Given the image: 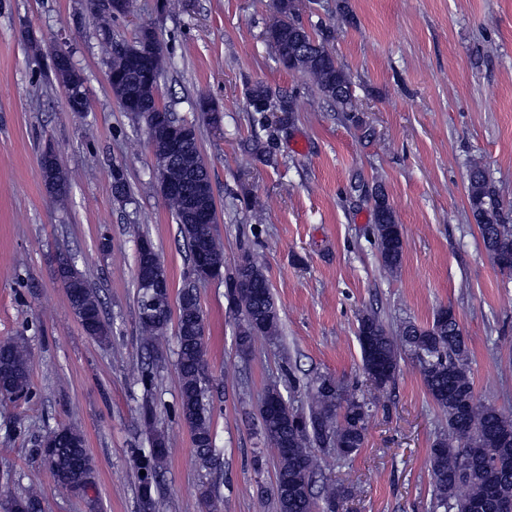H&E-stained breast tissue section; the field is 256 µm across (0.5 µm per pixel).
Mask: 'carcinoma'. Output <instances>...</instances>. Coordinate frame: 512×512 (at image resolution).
Instances as JSON below:
<instances>
[{"mask_svg":"<svg viewBox=\"0 0 512 512\" xmlns=\"http://www.w3.org/2000/svg\"><path fill=\"white\" fill-rule=\"evenodd\" d=\"M277 19L264 31L265 41L275 59L287 71L305 73L326 100L342 112L352 108L354 88L351 77L338 61L333 47L334 28L320 24L308 31L297 17L298 0H274ZM114 13L100 12L97 25L104 34L102 44L110 60L108 80L123 109L145 126L147 144L153 155L168 160L164 175L180 183L181 192L165 197L172 210L189 254L199 248L209 263L224 266V248L215 225L204 223L196 207L216 208L208 163L200 155L196 124L177 119L162 105L159 87L149 77L161 78L166 67L164 49L151 51L147 40L157 34L143 27L131 44L109 36ZM61 85L84 83L85 78L71 61L56 64ZM250 111L260 115L269 126L267 114L279 112L281 126H291L296 111L293 97L262 82L247 88ZM173 126L188 130L186 147L168 155V132ZM48 193L59 202L67 200L70 179L67 170L57 164L43 175ZM467 197L469 211L477 224L482 242L492 258L501 262L499 271L512 276V202L504 200L489 173L478 158L468 163ZM373 201L372 235L383 268L391 275L398 272L403 259V237L394 211L381 189L371 190ZM57 276L75 279L73 292L67 294L70 309L77 320L93 322L91 337L100 343L111 340V325L102 312V304L90 286L85 272L74 258L61 253ZM138 325L146 353L158 348L159 339L168 330L171 318L150 313L151 300L164 301L170 291L149 293L136 281ZM228 294L241 314L238 351L247 357L256 336L276 338L280 317L270 283L252 255L239 257L235 273L227 280ZM206 324L196 288L187 285L179 293L176 322V365L180 377L177 411L188 427L200 465L214 464V434L207 403L205 332ZM356 335L361 351L362 369L370 381L367 392L357 390L328 375L310 382L308 411L299 412L288 405L279 385H269L261 397L258 411L264 443L275 462L273 491L275 512H337L340 501L354 495L352 486L327 485L323 497L314 492L318 472L313 449L329 448L336 456L349 459L365 441L371 409L385 397L399 371L402 355L408 354L421 367L423 384L432 401L448 418V434L437 438L429 453V472L433 487V512H503L512 503V411L480 400L475 392L469 350L463 330L450 307L438 309L431 323L420 326L408 321L397 332H390L373 314L358 319ZM31 350L24 341L0 342V401L17 399L30 386ZM142 415L148 428L149 448L134 457L140 512H160V477L168 457L165 436L155 429L152 372L142 375ZM52 471L56 488L79 496L92 487L95 463L86 456L82 432L66 427L54 443ZM10 512H42V492L30 483L23 494L12 498Z\"/></svg>","mask_w":512,"mask_h":512,"instance_id":"obj_1","label":"carcinoma"}]
</instances>
